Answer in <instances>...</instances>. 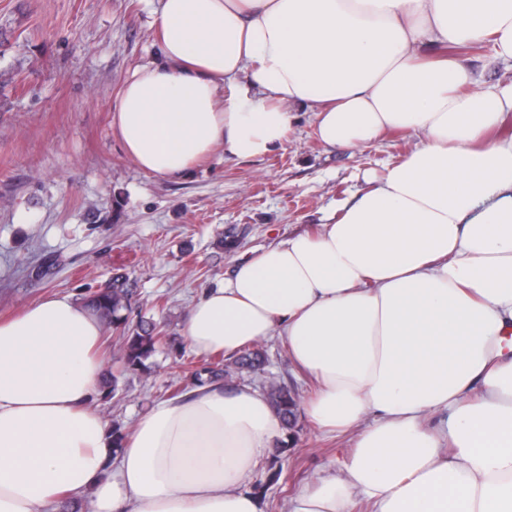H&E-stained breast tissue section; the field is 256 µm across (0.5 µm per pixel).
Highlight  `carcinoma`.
Instances as JSON below:
<instances>
[{"label": "carcinoma", "mask_w": 512, "mask_h": 512, "mask_svg": "<svg viewBox=\"0 0 512 512\" xmlns=\"http://www.w3.org/2000/svg\"><path fill=\"white\" fill-rule=\"evenodd\" d=\"M137 291L127 273L114 270L109 282L95 290L89 291L86 305L92 309L103 322L112 324L113 331L119 333L120 368L112 372V378L100 382V390L105 395H115L119 391L121 379L129 372H148L145 364L160 348L165 346L172 352L181 351L180 343L171 335L164 334L159 323L152 319L139 318L136 323L129 322V314L136 304ZM264 354L260 348H246L240 351L235 359L224 363V354L218 353L210 358V362L192 372L194 385L206 383L224 384L235 374L251 372L264 364ZM270 404L283 421L288 436L279 452L287 451L289 443L295 439V415L300 409L301 397L295 390L284 384H272L268 389Z\"/></svg>", "instance_id": "obj_1"}]
</instances>
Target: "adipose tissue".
I'll return each instance as SVG.
<instances>
[{
	"instance_id": "adipose-tissue-1",
	"label": "adipose tissue",
	"mask_w": 512,
	"mask_h": 512,
	"mask_svg": "<svg viewBox=\"0 0 512 512\" xmlns=\"http://www.w3.org/2000/svg\"><path fill=\"white\" fill-rule=\"evenodd\" d=\"M163 60L112 114L144 172L186 174L216 150L284 146L292 107L330 148L415 135L342 206L234 268L187 311L202 357L280 336L317 383L304 410L354 432L338 473L288 512H512V82L427 46L491 39L512 60V0H160ZM101 320L68 295L0 319V512H263L243 485L284 429L265 395L212 384L163 401L113 452L91 406Z\"/></svg>"
}]
</instances>
